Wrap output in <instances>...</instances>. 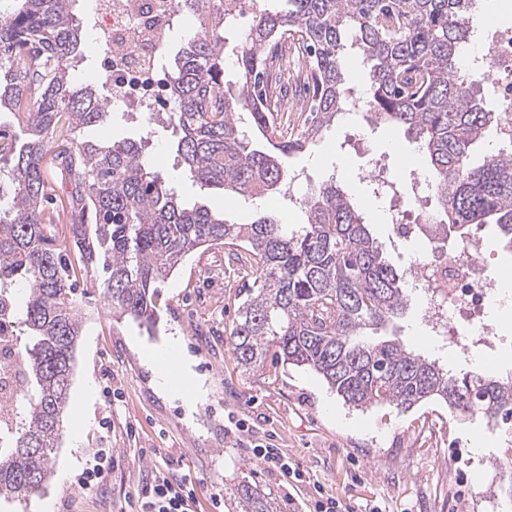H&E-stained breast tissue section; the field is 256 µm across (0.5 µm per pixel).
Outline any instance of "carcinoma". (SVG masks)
<instances>
[{
	"instance_id": "cac0c4a2",
	"label": "carcinoma",
	"mask_w": 512,
	"mask_h": 512,
	"mask_svg": "<svg viewBox=\"0 0 512 512\" xmlns=\"http://www.w3.org/2000/svg\"><path fill=\"white\" fill-rule=\"evenodd\" d=\"M0 13V108L12 110L24 141L0 125V154L13 160L0 196V282L29 290L25 311L0 293V329L16 335L24 389L0 396V498L27 502L46 491L61 437L75 352L82 336L73 266L58 251L54 218L44 214L49 135L102 122L112 104L93 85L73 81L79 24L71 0H15ZM225 0H176L199 27L173 59L174 107L149 120L178 136L193 184L245 200L287 181L281 157L305 150L345 116L351 84L342 58L351 44L372 62L363 118L402 128L436 185L434 208L458 238L495 225L512 249V153L474 161L473 149L503 121L488 108L481 80L461 68L471 0H285L288 9L252 13L239 34L238 81H224ZM352 42L346 43V34ZM308 60L288 70L284 44ZM273 147H251L236 117ZM300 129L290 131L288 113ZM70 186V231L84 269L103 264L113 313L146 324L158 284L190 254L224 244L255 269L230 333L246 371L280 361L305 366L357 409L393 404L408 411L439 399L461 418L512 419V379L454 374L377 331L401 318L408 295L362 213L335 181L305 199L307 221L288 229L272 213L235 224L205 205L185 206L150 170L142 142L73 137L56 156ZM243 512H274L270 497L237 488Z\"/></svg>"
}]
</instances>
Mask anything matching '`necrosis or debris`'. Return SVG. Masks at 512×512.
<instances>
[{
    "label": "necrosis or debris",
    "instance_id": "4bbe7bcc",
    "mask_svg": "<svg viewBox=\"0 0 512 512\" xmlns=\"http://www.w3.org/2000/svg\"><path fill=\"white\" fill-rule=\"evenodd\" d=\"M175 6V0H92L89 30L95 42L109 48L105 71L112 82L113 101H132L139 112L158 111L163 83L157 58L166 46L164 32ZM477 46V51L465 54L462 65L492 81L494 109L509 119L501 136L510 138L512 26L485 30ZM424 182L422 174H415L390 206L394 236L420 246L409 280L427 300L425 317L433 329L443 330L450 319H459L477 345L490 349L495 330L486 318L487 299L498 294L501 282L486 276L477 241L449 247L448 227L429 209Z\"/></svg>",
    "mask_w": 512,
    "mask_h": 512
}]
</instances>
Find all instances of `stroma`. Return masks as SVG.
Listing matches in <instances>:
<instances>
[{"label":"stroma","mask_w":512,"mask_h":512,"mask_svg":"<svg viewBox=\"0 0 512 512\" xmlns=\"http://www.w3.org/2000/svg\"><path fill=\"white\" fill-rule=\"evenodd\" d=\"M105 142L139 139L149 165L172 183L183 202H200L237 224L260 212L284 224L306 220L299 202L280 188L256 202L232 201L188 181L172 131L148 125L127 108L113 110L88 129ZM62 136L49 140L45 168L53 202L47 212L57 224L60 250L75 255L69 232L70 209L55 155ZM404 131L342 120L330 126L310 149L290 155L289 175H304L303 194L335 179L347 186L363 211L389 262L405 272L413 246L395 250L387 202L364 178L372 163L407 179L398 148H410ZM343 159L345 170L335 161ZM83 334L75 354L69 415L83 414L79 440L63 436L47 492L27 507L0 502V512H137L139 497L155 476L165 473L193 486L195 512H239L238 485L247 483L275 498L277 512H309L312 499L336 498L349 512H512V498L497 493L500 465L512 460V422L486 425L480 417L452 416L436 401L403 412L392 405L354 409L312 370L278 363L272 374L246 372L237 365L229 333L247 288L253 284L223 245L188 256L158 288L153 329L115 319L99 287L98 273L76 269ZM498 342L473 355L432 336L420 293L395 325L394 338L406 349L440 360L457 372L512 376V316L491 318ZM178 338L192 360L198 387L187 397L161 389L142 351ZM89 399H82L84 387ZM262 445L282 454L301 474L293 480L266 469L252 452ZM112 458L99 494L77 484L98 451ZM221 507H214V500Z\"/></svg>","instance_id":"stroma-1"}]
</instances>
